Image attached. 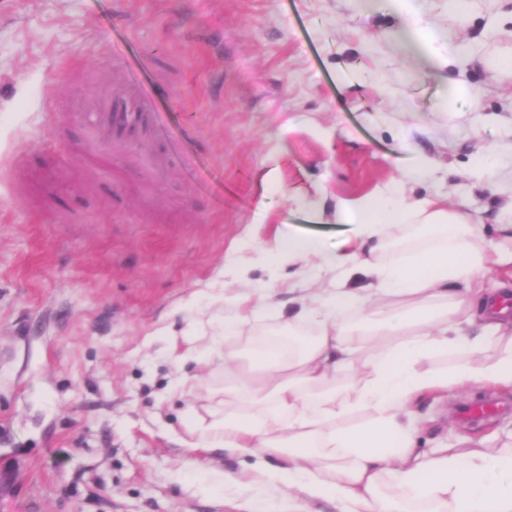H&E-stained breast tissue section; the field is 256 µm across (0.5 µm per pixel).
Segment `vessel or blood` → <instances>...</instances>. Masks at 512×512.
<instances>
[{
  "instance_id": "b4317fda",
  "label": "vessel or blood",
  "mask_w": 512,
  "mask_h": 512,
  "mask_svg": "<svg viewBox=\"0 0 512 512\" xmlns=\"http://www.w3.org/2000/svg\"><path fill=\"white\" fill-rule=\"evenodd\" d=\"M124 57L113 55L108 61L107 81L89 74L94 89L86 111L78 117L87 143H106L115 148L147 146L151 149L149 166L154 174H164L173 162L168 150L157 144L155 133L161 120L158 104L141 84L127 78Z\"/></svg>"
}]
</instances>
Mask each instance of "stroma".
Returning <instances> with one entry per match:
<instances>
[{
    "label": "stroma",
    "instance_id": "1",
    "mask_svg": "<svg viewBox=\"0 0 512 512\" xmlns=\"http://www.w3.org/2000/svg\"><path fill=\"white\" fill-rule=\"evenodd\" d=\"M401 22L389 0H0V512H241L222 482L239 462L183 465L187 406L224 385L221 360L185 353L231 314L233 263L287 301L298 274L258 257L281 225L348 246L339 201L397 183L512 247V0H426L423 25L465 51L425 77L387 37ZM105 46L156 94L158 136L189 168L151 180L145 150L88 146L68 109ZM421 157L427 178L402 183ZM18 162L42 176L36 206ZM483 401L497 410L462 417ZM419 413L421 451L512 445V388Z\"/></svg>",
    "mask_w": 512,
    "mask_h": 512
}]
</instances>
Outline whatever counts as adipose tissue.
Listing matches in <instances>:
<instances>
[{"instance_id":"ef3b65f1","label":"adipose tissue","mask_w":512,"mask_h":512,"mask_svg":"<svg viewBox=\"0 0 512 512\" xmlns=\"http://www.w3.org/2000/svg\"><path fill=\"white\" fill-rule=\"evenodd\" d=\"M390 38L415 58L419 75L435 68L426 48L435 32L415 27ZM337 213L353 225L354 247H328L284 226L263 248L270 263L297 266L311 283L289 301V336L309 322L315 331L298 351L258 344L241 358L234 340L278 303L263 288L237 300L210 344L223 354L224 389L187 412L185 466H198L201 451L251 460L252 478L232 486L251 505L256 491L289 492L291 512H303L305 497L332 501L338 512H512V449L415 447V407L427 396L512 387V336L496 333L512 309L481 288L489 262L481 228L395 187L343 200ZM405 224L424 231L427 243L378 261L392 228ZM478 314L493 334H469ZM442 353L453 362L431 368ZM361 358L364 374L337 384Z\"/></svg>"}]
</instances>
